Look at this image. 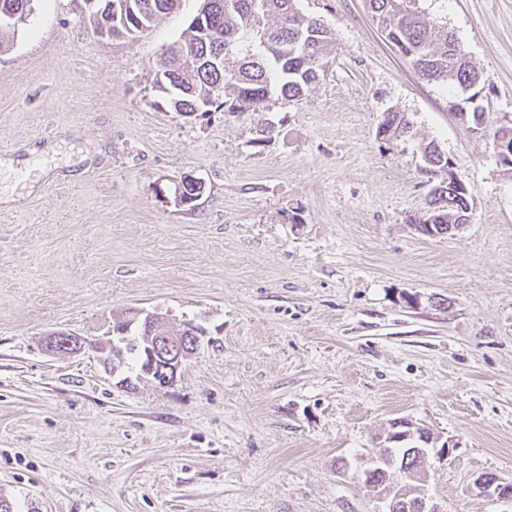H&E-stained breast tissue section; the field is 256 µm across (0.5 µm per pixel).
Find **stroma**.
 <instances>
[{"label":"stroma","mask_w":512,"mask_h":512,"mask_svg":"<svg viewBox=\"0 0 512 512\" xmlns=\"http://www.w3.org/2000/svg\"><path fill=\"white\" fill-rule=\"evenodd\" d=\"M34 0L0 54V496L17 512H379L362 475L392 421L453 440L417 484L441 512H512V0H419L481 74L480 129L381 34L366 0H300L335 36L301 100L177 112L156 60L200 0L101 39ZM411 132L383 137L387 111ZM269 136H261L265 125ZM437 144L468 189L415 227ZM201 195L181 205L175 182ZM132 309L199 328L173 385L46 352ZM131 387L121 386V379ZM447 178H442L438 181V185L431 188L430 195L431 200L429 201V209L418 218V226H425L428 224L432 234H437L433 229L438 231L437 225L445 226L444 230H448V233L452 231V228L448 229L449 224H468L463 219L466 217L471 218V212L467 213L470 207V203L467 195L457 191L456 185L453 179L450 181Z\"/></svg>","instance_id":"35a3bbf8"}]
</instances>
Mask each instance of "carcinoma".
I'll use <instances>...</instances> for the list:
<instances>
[{
	"label": "carcinoma",
	"mask_w": 512,
	"mask_h": 512,
	"mask_svg": "<svg viewBox=\"0 0 512 512\" xmlns=\"http://www.w3.org/2000/svg\"><path fill=\"white\" fill-rule=\"evenodd\" d=\"M33 0H0V50L8 46L32 12ZM82 19L99 37H134L149 30L178 0H130L123 19H115L113 0H82ZM299 0H210L197 24H189L183 39L174 42L157 63L155 81L178 87L169 101L178 112L190 114L203 101L224 106L237 116L258 112L277 97L289 104L315 84L334 43L331 30L318 18L301 11ZM373 18L385 39L424 78L460 89L480 78L475 66L461 60L454 35L428 27L419 16L416 0H368ZM410 125L401 112L386 113L379 135H404ZM425 172L438 184L430 191L429 209L419 226L461 224L469 216L468 197L454 181L441 177L448 156L435 144L422 148ZM400 465L415 470L423 460L411 453L407 441L390 445Z\"/></svg>",
	"instance_id": "obj_1"
}]
</instances>
